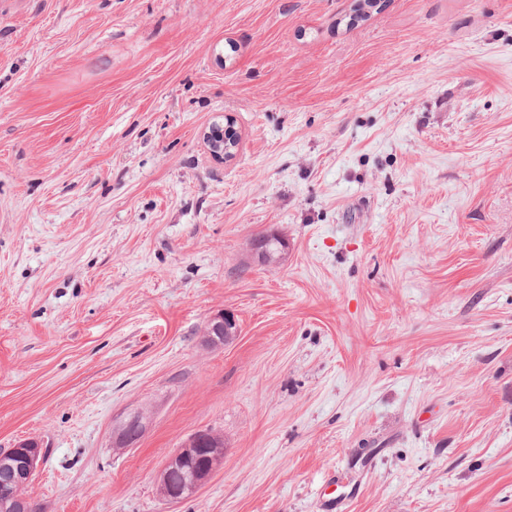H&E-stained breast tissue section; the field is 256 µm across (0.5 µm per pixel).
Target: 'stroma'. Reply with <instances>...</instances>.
<instances>
[{"label": "stroma", "instance_id": "obj_1", "mask_svg": "<svg viewBox=\"0 0 512 512\" xmlns=\"http://www.w3.org/2000/svg\"><path fill=\"white\" fill-rule=\"evenodd\" d=\"M353 5L0 0V450L43 442L42 512H512V0ZM288 248V241L278 232H271L259 238L257 250L259 258L266 264H275L280 259L281 251ZM239 334V325L235 316L227 311L210 317L205 332L204 342L209 346L223 345L231 342ZM150 424V416L142 411L122 418L114 427L113 448H132L142 438ZM210 430H202L194 433L177 448L167 459L165 467L160 475V488L162 498L167 502L183 501L191 497L199 487H201L221 464L224 457V450L218 454L207 457L212 454L215 448H210L209 444H198L197 441L208 437ZM199 447L197 456L199 460H207L198 465L194 460L192 450ZM177 474L180 479L172 482L171 476Z\"/></svg>", "mask_w": 512, "mask_h": 512}]
</instances>
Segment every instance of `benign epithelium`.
Wrapping results in <instances>:
<instances>
[{"mask_svg": "<svg viewBox=\"0 0 512 512\" xmlns=\"http://www.w3.org/2000/svg\"><path fill=\"white\" fill-rule=\"evenodd\" d=\"M288 248V241L281 234L271 232L259 238L257 250L259 258L266 264H275L281 251ZM239 335V325L235 316L227 311L210 317L205 332L204 342L209 346L223 345ZM150 424V416L142 411L131 413L122 418L114 427L112 447L132 448L142 438ZM209 430L194 433L177 448L167 459L160 475L162 498L167 502L183 501L191 497L221 464L224 452L207 458L203 464L194 460L192 450L198 441L208 437ZM44 457L42 444L35 439L19 442L10 450L0 453V470L3 471V485L22 487L35 476L39 463ZM177 474L180 479L172 481Z\"/></svg>", "mask_w": 512, "mask_h": 512, "instance_id": "7a95c632", "label": "benign epithelium"}]
</instances>
